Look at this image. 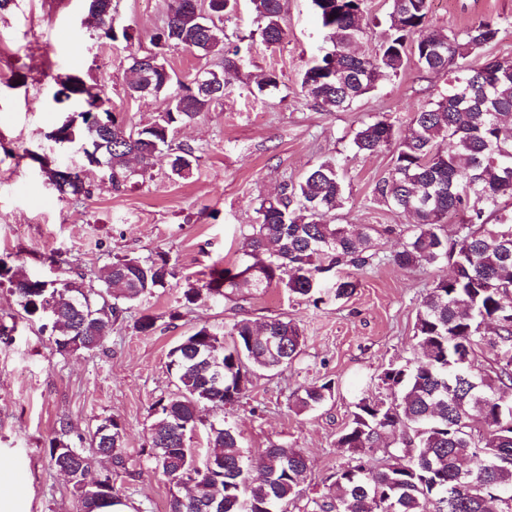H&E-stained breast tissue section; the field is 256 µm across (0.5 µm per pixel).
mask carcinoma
<instances>
[{
  "mask_svg": "<svg viewBox=\"0 0 512 512\" xmlns=\"http://www.w3.org/2000/svg\"><path fill=\"white\" fill-rule=\"evenodd\" d=\"M429 0H391L389 27L377 53L351 51L365 34L364 0H312L331 44L301 77L304 96L325 112H343L361 96L407 65L412 48L420 69L448 73V91L411 113L413 132L399 137L388 118L362 124L352 147L370 156L393 148L387 177L372 189L374 203L414 217L402 248L389 257L406 269L456 266L434 280L423 295L414 323V356L391 362L378 375L392 401L364 396L354 403L348 425L336 440L353 456L336 470L328 493L311 499L310 512H512V61L480 60L493 44L501 21L485 17L457 31L428 24ZM260 35L269 46L281 44L285 0H252ZM212 0H171L167 21L157 37L167 47L203 56L221 55L205 86L178 83L157 53H130L126 92L168 98L153 121L127 127L111 115L110 98L76 76L61 82L57 93L72 103L89 100L101 110L73 112L56 127L71 143L83 145L88 165L103 164L112 189L119 191L146 175L160 151L171 147L170 135L210 111L224 96V74L237 60L224 52V27L207 21ZM99 38L132 40L127 29L116 32L113 18L98 23ZM48 179L62 192L88 197L91 189L75 171L52 169L37 156ZM199 156L179 148L170 171L189 176ZM345 200L344 171L334 159L310 168L301 179L257 208L254 232L234 269L215 272L203 288L184 292L188 303L201 292L227 297L251 288L280 287L298 297H313L334 278L338 299L357 288L355 277L340 274L343 265L357 271L378 259L371 225L335 224ZM459 218L454 237L445 224ZM171 271L164 257L140 260L125 256L105 265L100 287L54 283L30 277L0 260V286L8 284L25 315L44 319L62 355L99 349L104 333L127 312V304L166 287ZM229 339L200 326L181 338L168 354V372L178 393L157 401L147 456L170 484L196 482L201 498L218 495L223 512H288L301 496L308 470L299 448L270 446L252 459L241 452L240 435L230 428H210L206 458L209 469L186 444L201 423L207 405H234L243 397L248 375L291 364L300 354L303 331L293 321L271 317L261 323L235 321ZM224 361V388L210 382L204 353ZM333 382L313 383L294 396L299 413L332 398ZM69 424L58 422L49 441V463L67 471L80 512H96L121 502L115 478L136 475L123 446L124 427L103 418L74 448ZM96 457L111 468L89 478ZM268 474L253 485L248 471ZM169 512H203L198 503L172 495Z\"/></svg>",
  "mask_w": 512,
  "mask_h": 512,
  "instance_id": "obj_1",
  "label": "carcinoma"
}]
</instances>
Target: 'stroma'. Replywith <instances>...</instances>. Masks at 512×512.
<instances>
[{
  "mask_svg": "<svg viewBox=\"0 0 512 512\" xmlns=\"http://www.w3.org/2000/svg\"><path fill=\"white\" fill-rule=\"evenodd\" d=\"M169 3L112 0L116 27L128 28L133 39L111 44L100 43L88 24L84 0H12L0 11V259L33 277L87 287L96 285L106 264L126 255L148 260L163 254L174 270L165 288L131 304L101 349L70 355L59 354L41 320L28 319L16 296L0 287V321L15 327L11 340H0V487L19 490L18 512H78L70 484L48 463V440L59 420L68 421L75 440L114 416L124 424L125 449L140 453L154 421L152 404L177 391L167 364L179 339L203 324L221 334L235 320L275 316L303 329L299 357L277 371H255L239 403L203 408L189 444L206 455L207 432L216 424L237 431L247 457L273 444L301 449L309 461L306 498L322 496L351 457L336 440L356 396L363 390L381 395L382 368L412 357L421 297L433 280L450 272L446 266L410 271L389 262L412 222L407 214L370 202L393 155L388 149L372 156L352 150L357 129L378 118L391 119L400 136H407L410 113L447 90V74L410 64L349 110L321 111L300 91L302 73L326 44L311 0H287V36L275 47L262 41L249 0H240L226 24L225 42L226 48H240V69L226 74L224 96L210 112L171 135L173 146L192 147L200 158L191 176H171L161 155L143 179L117 192L101 171L85 166L80 153L59 149L50 135L63 111L52 102L60 78L73 75L105 89L113 112L133 126L165 109L164 97H129L124 74L129 50L153 51L152 37ZM486 16L505 24L484 56L512 58V0L430 2L429 23L443 30ZM271 71L279 76L278 89L258 92V82ZM35 153L43 163L32 161ZM328 158L346 175L337 223L379 230L381 260L358 272L356 291L318 305L276 287L218 300L204 295L185 304L188 284L202 285L215 270L240 263L260 201ZM44 163L82 170L91 196L77 201L59 193L41 172ZM144 314L156 319L148 334L135 327ZM327 380L334 384L331 400L306 413L290 408L299 386ZM116 486L133 512H167L173 492L146 457L139 475L118 478Z\"/></svg>",
  "mask_w": 512,
  "mask_h": 512,
  "instance_id": "1",
  "label": "stroma"
}]
</instances>
